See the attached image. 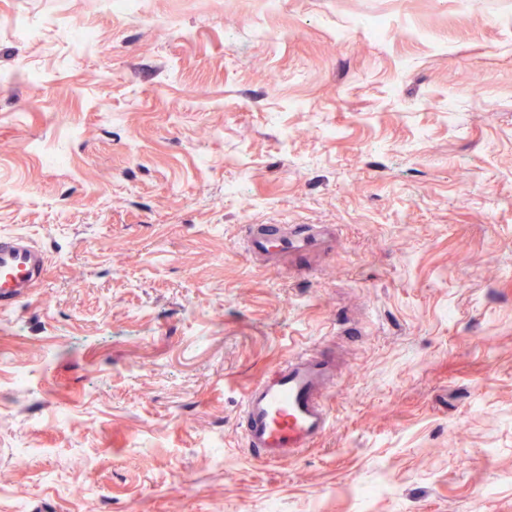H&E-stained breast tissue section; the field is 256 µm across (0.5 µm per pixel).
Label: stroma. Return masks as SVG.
Returning a JSON list of instances; mask_svg holds the SVG:
<instances>
[{
    "instance_id": "obj_1",
    "label": "stroma",
    "mask_w": 512,
    "mask_h": 512,
    "mask_svg": "<svg viewBox=\"0 0 512 512\" xmlns=\"http://www.w3.org/2000/svg\"><path fill=\"white\" fill-rule=\"evenodd\" d=\"M1 233L48 263L0 512H512V0H0ZM313 346L331 426L256 462L242 395ZM245 227V255L269 269H275L285 256L315 253L332 233L324 224H249Z\"/></svg>"
}]
</instances>
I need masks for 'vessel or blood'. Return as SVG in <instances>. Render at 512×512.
Listing matches in <instances>:
<instances>
[{"label": "vessel or blood", "mask_w": 512, "mask_h": 512, "mask_svg": "<svg viewBox=\"0 0 512 512\" xmlns=\"http://www.w3.org/2000/svg\"><path fill=\"white\" fill-rule=\"evenodd\" d=\"M329 233L323 224H250L243 251L251 261L272 269L283 257L315 253ZM45 272V255L28 236L0 235V308L10 309L29 296ZM335 369L332 356L309 348L246 388L240 427L255 460H291L327 432Z\"/></svg>", "instance_id": "b4317fda"}]
</instances>
